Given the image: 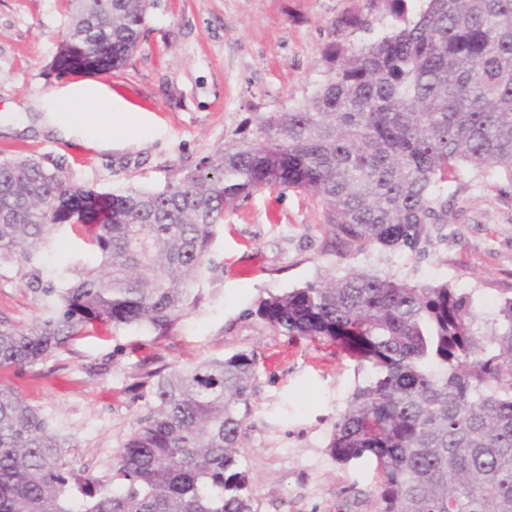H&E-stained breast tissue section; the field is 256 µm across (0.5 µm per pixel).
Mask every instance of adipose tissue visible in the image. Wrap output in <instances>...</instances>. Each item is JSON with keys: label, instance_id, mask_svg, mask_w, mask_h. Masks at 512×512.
<instances>
[{"label": "adipose tissue", "instance_id": "adipose-tissue-1", "mask_svg": "<svg viewBox=\"0 0 512 512\" xmlns=\"http://www.w3.org/2000/svg\"><path fill=\"white\" fill-rule=\"evenodd\" d=\"M42 123L65 133L89 135L91 139L109 142L112 126V97L102 87L69 86L42 101Z\"/></svg>", "mask_w": 512, "mask_h": 512}]
</instances>
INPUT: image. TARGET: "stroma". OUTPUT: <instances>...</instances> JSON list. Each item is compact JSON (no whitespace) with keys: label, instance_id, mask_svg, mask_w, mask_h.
I'll return each instance as SVG.
<instances>
[{"label":"stroma","instance_id":"1","mask_svg":"<svg viewBox=\"0 0 512 512\" xmlns=\"http://www.w3.org/2000/svg\"><path fill=\"white\" fill-rule=\"evenodd\" d=\"M362 0H153L137 51L120 69L62 75L54 60L71 24L69 0H0V158H48L69 180L100 192L160 190L218 147L256 136L268 112L311 97L338 40L337 20ZM112 93V142L49 131L34 106L72 83ZM452 214L426 254L372 246L346 252L322 205L294 190H262L238 202L217 230L202 302L171 335L134 328L70 341L38 364L0 371L8 386L71 436L75 469L110 479L122 444L149 399L156 368L236 352L254 354L244 464L260 512H377L374 466L337 464L326 451L333 422L372 375L339 348L271 329L260 299L349 270L448 283L493 313L512 291V185L464 173L448 184ZM71 229L58 230L43 269L92 264ZM40 305L23 282L0 277V316L31 324Z\"/></svg>","mask_w":512,"mask_h":512}]
</instances>
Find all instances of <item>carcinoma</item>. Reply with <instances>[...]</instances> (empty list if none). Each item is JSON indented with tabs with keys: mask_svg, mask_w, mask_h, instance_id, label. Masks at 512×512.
<instances>
[{
	"mask_svg": "<svg viewBox=\"0 0 512 512\" xmlns=\"http://www.w3.org/2000/svg\"><path fill=\"white\" fill-rule=\"evenodd\" d=\"M54 67H123L150 0H71ZM375 0L338 21L325 80L251 141L222 145L160 191L98 192L41 159L0 160V269L41 317H0V369L32 366L96 327L167 336L199 307L224 214L260 189L317 200L341 243L417 251L448 223L462 164L512 182V0ZM89 231L96 262L43 279L54 231ZM271 328L334 344L374 370L337 414L329 456L375 459L379 512H512V294L492 317L448 283L350 271L259 301ZM256 359L246 352L147 375L151 398L112 480L75 471L69 438L0 386V512H259L243 464ZM80 493L83 500L76 499Z\"/></svg>",
	"mask_w": 512,
	"mask_h": 512,
	"instance_id": "obj_1",
	"label": "carcinoma"
}]
</instances>
